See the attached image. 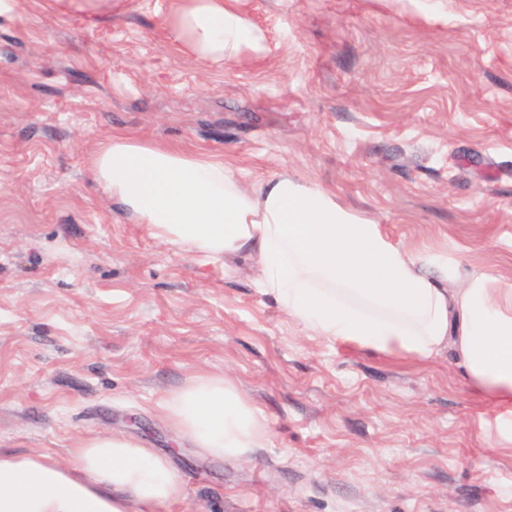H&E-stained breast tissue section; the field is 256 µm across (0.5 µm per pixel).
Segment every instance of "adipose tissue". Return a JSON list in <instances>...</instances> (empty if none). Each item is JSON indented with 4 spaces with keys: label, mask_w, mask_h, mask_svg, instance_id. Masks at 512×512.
I'll return each instance as SVG.
<instances>
[{
    "label": "adipose tissue",
    "mask_w": 512,
    "mask_h": 512,
    "mask_svg": "<svg viewBox=\"0 0 512 512\" xmlns=\"http://www.w3.org/2000/svg\"><path fill=\"white\" fill-rule=\"evenodd\" d=\"M241 2L177 0L175 49L225 71L260 53L265 33ZM90 169L160 242L223 259L228 273L248 261L259 294L312 336L424 362L453 352L475 394L512 415V281L412 253L334 193L285 172L248 188L223 160L125 131L98 144ZM160 410L181 440L215 459L249 458L271 436L264 414L221 375L190 378ZM183 494L169 461L122 433L82 440L63 465L0 451V512H158Z\"/></svg>",
    "instance_id": "ef3b65f1"
}]
</instances>
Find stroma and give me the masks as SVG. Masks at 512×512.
Returning <instances> with one entry per match:
<instances>
[{
  "label": "stroma",
  "mask_w": 512,
  "mask_h": 512,
  "mask_svg": "<svg viewBox=\"0 0 512 512\" xmlns=\"http://www.w3.org/2000/svg\"><path fill=\"white\" fill-rule=\"evenodd\" d=\"M26 0L0 18V449L66 463L98 433L170 459L167 512H512L504 418L451 353L308 336L240 264L124 219L88 160L116 131L331 189L415 253L512 279V0H245L268 50L233 70L175 51L172 0L98 25ZM231 378L273 435L202 456L155 408Z\"/></svg>",
  "instance_id": "35a3bbf8"
}]
</instances>
